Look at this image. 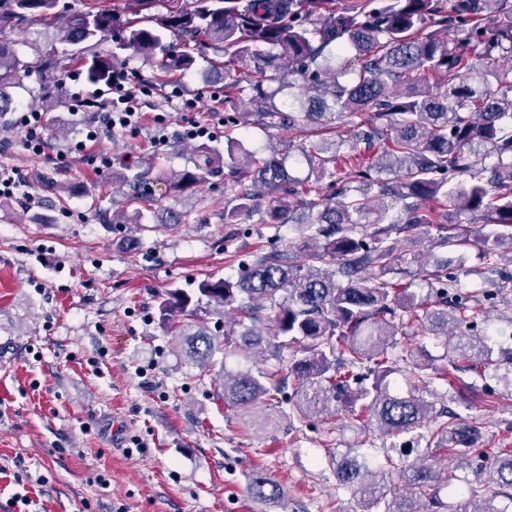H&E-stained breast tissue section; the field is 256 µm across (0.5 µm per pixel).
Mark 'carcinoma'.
<instances>
[{"instance_id":"cac0c4a2","label":"carcinoma","mask_w":512,"mask_h":512,"mask_svg":"<svg viewBox=\"0 0 512 512\" xmlns=\"http://www.w3.org/2000/svg\"><path fill=\"white\" fill-rule=\"evenodd\" d=\"M332 0H193L161 27L197 48H220L229 59L224 73L243 64L238 79L226 86L224 103L245 92L259 125L265 129L311 126L350 118V137L340 141L345 154L325 142L298 145L295 152L309 176H291L285 159L271 151L259 157L238 138L247 121L238 112L224 113V191L233 193L224 223L263 212V224H293L292 248L271 249L242 264L237 277H205L195 287L171 289L159 296L162 323L187 342L189 358L208 367L220 348L202 325V315H224V343H232L246 361L257 349L281 351L292 343L291 372L297 382L289 417L310 414L347 416L351 427L382 436L411 432L430 421L433 403L410 391H392L387 377L393 358L389 347L400 335L445 338L448 363L459 362L484 377L489 370L512 387V351L499 352L484 340L465 341L472 324L488 318L490 294L465 290L448 272L452 257L435 260L425 272L426 295L412 282L395 277L392 234L426 224L444 227L448 210L428 205L446 200L467 213L483 212L496 229L483 235L490 245L487 265L495 269L512 253V0H366L360 10L336 9ZM56 26L58 41L75 46L83 61L81 75L93 85H109L117 55L92 56L80 45H97L114 35L120 49H131L153 63L167 78L190 71L197 63L191 50L176 52L155 28L139 27L90 0L86 9L63 12L59 0H0V119L15 112L11 93L23 87L30 63L2 38L21 22ZM277 87H270L271 83ZM294 99L282 111V91ZM488 146L481 153L478 148ZM204 164L164 177L179 192L205 183L212 173L209 144L196 148ZM250 185L242 184V179ZM402 204L404 220H390L385 199ZM375 224L372 232L363 225ZM251 325H246L245 321ZM372 363L370 386L356 369ZM432 366L415 360L412 383L431 382ZM224 403L251 409L273 399L276 386L252 370L224 374ZM454 436L453 455L475 452L476 430L455 421L437 425ZM492 482L512 487V454L497 456ZM337 480L359 495L363 512H429L427 504L448 483V473L419 459L405 472L406 493L388 501L375 473L355 462L336 467ZM253 498L267 501L281 488L260 473L249 477Z\"/></svg>"}]
</instances>
